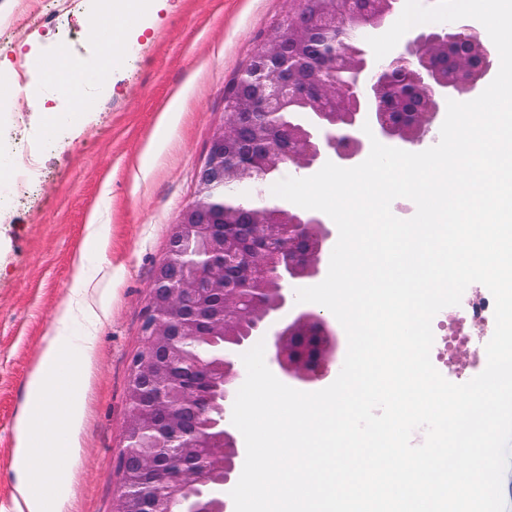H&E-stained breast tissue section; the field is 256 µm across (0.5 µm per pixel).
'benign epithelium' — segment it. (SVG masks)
<instances>
[{"mask_svg":"<svg viewBox=\"0 0 512 512\" xmlns=\"http://www.w3.org/2000/svg\"><path fill=\"white\" fill-rule=\"evenodd\" d=\"M288 15L283 31L289 39L309 32L304 0ZM333 8L318 15L333 31L329 44L318 49L312 83L290 78L301 61L284 48L282 39L264 42L259 61L237 78L244 96L241 110L225 111L224 124L210 140L197 172V196L183 210L168 250L152 282L142 329V344L129 371L124 424L125 446L117 464L120 487L113 512H230L224 487L241 476L244 448L228 417L241 371L233 354L246 350L253 336L267 333L269 363L281 380L317 387L335 373L338 337L331 320L296 301L299 281H317L333 237L326 219L275 204L262 211L238 214V223L217 234L208 221L210 209L227 208L223 190L277 170L283 152L303 169L328 160L350 167L368 155L369 124L378 138L393 144L417 145L437 127L447 100L479 95L498 66L497 48L475 38L465 20L408 36L403 50L383 61L375 58L362 33L379 30L394 13L398 0H323ZM467 49L463 82L448 83L433 53L448 40ZM421 94L418 120L405 126L396 120L402 86ZM303 106L317 120L310 125L290 122L278 127V144L268 154L247 162L234 160L230 146L242 129V116L258 109L254 126L267 127L266 117ZM257 240L281 239L282 249L240 246L241 225ZM203 249L204 264L179 269L184 251ZM242 269L236 285L224 280L229 261ZM288 323L277 325L286 306ZM224 341V353L201 364L180 344L188 339ZM223 382L222 404L210 390L214 378ZM159 390L152 409L142 411L143 384Z\"/></svg>","mask_w":512,"mask_h":512,"instance_id":"obj_1","label":"benign epithelium"}]
</instances>
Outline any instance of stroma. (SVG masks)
<instances>
[{"instance_id":"1","label":"stroma","mask_w":512,"mask_h":512,"mask_svg":"<svg viewBox=\"0 0 512 512\" xmlns=\"http://www.w3.org/2000/svg\"><path fill=\"white\" fill-rule=\"evenodd\" d=\"M292 7V0H168L106 82L83 89L91 106L82 112L41 65L54 56L88 72L102 67L95 0H0V49L12 52L0 79L13 87L0 100V154L38 159L0 212V512L14 508L15 426L28 374L76 292L105 300L107 309L96 320L74 312L68 324L71 351L89 366L85 381L56 384L86 403L61 512H112L129 368L142 343L149 288L196 196V171L224 121L226 88ZM32 33L34 55L15 54ZM176 96L177 122L163 148L144 157ZM31 97L45 98L59 123L33 121ZM94 213L107 247L87 234Z\"/></svg>"}]
</instances>
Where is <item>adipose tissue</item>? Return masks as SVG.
<instances>
[{"mask_svg":"<svg viewBox=\"0 0 512 512\" xmlns=\"http://www.w3.org/2000/svg\"><path fill=\"white\" fill-rule=\"evenodd\" d=\"M157 8L156 0L146 5L140 0H114L116 43L129 42ZM75 305L72 299L63 304L56 328L48 336L26 384L25 410L16 423V461L26 473L16 486L18 512H47L49 500L64 502L70 492L66 464L77 452L84 407L75 395L58 399L53 385L61 375L76 377L82 372L68 359L70 341L65 334Z\"/></svg>","mask_w":512,"mask_h":512,"instance_id":"1","label":"adipose tissue"}]
</instances>
